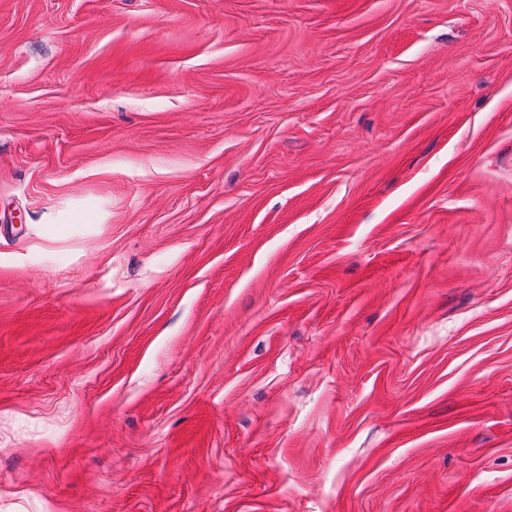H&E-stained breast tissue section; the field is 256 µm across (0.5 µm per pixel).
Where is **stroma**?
Instances as JSON below:
<instances>
[{
	"mask_svg": "<svg viewBox=\"0 0 512 512\" xmlns=\"http://www.w3.org/2000/svg\"><path fill=\"white\" fill-rule=\"evenodd\" d=\"M0 512H512V0H0Z\"/></svg>",
	"mask_w": 512,
	"mask_h": 512,
	"instance_id": "stroma-1",
	"label": "stroma"
}]
</instances>
